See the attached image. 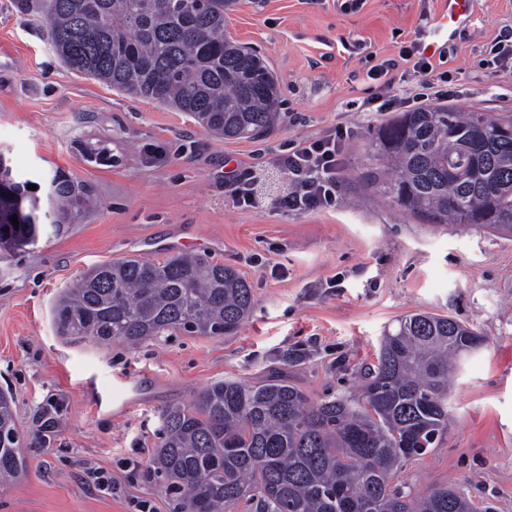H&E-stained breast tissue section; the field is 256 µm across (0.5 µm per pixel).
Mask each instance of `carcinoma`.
Masks as SVG:
<instances>
[{
    "instance_id": "carcinoma-1",
    "label": "carcinoma",
    "mask_w": 512,
    "mask_h": 512,
    "mask_svg": "<svg viewBox=\"0 0 512 512\" xmlns=\"http://www.w3.org/2000/svg\"><path fill=\"white\" fill-rule=\"evenodd\" d=\"M237 0H45L48 44L71 69L121 92L187 113L226 139L266 132L278 81L256 50L226 33ZM359 177L398 210L430 224H465L512 237V112L439 105L402 112L370 131ZM33 181L0 187V253L36 246L27 223ZM55 234L90 203L57 168L48 183ZM17 217L14 228L11 217ZM252 289L232 267L173 254L118 258L85 272L53 305L58 333L136 347L167 333L230 336L248 319ZM482 339L454 318L414 313L382 340L360 393L313 401L279 375L215 382L162 410L153 464L181 512H474L460 491L413 495L403 465L448 428L450 377ZM26 459L12 399L0 391V482Z\"/></svg>"
}]
</instances>
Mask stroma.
<instances>
[{
  "mask_svg": "<svg viewBox=\"0 0 512 512\" xmlns=\"http://www.w3.org/2000/svg\"><path fill=\"white\" fill-rule=\"evenodd\" d=\"M237 0L227 30L255 48L281 91V119L254 139L207 133L174 108L71 70L50 49L44 0H0V150L15 175L54 167L89 188L80 221L37 248L0 258V388L19 432L54 419L47 447L25 448L26 473L0 486V512H131L134 499L178 512L150 464L159 412L213 382L278 374L315 400L352 395L401 317L427 312L477 325L485 344L452 382L448 429L398 481L459 488L475 512H512V237L409 217L357 176L370 129L428 104L512 112V67L493 65L512 32V0H472L430 87L404 67L389 87L376 64L423 43L441 0ZM391 112H367L376 94ZM350 127L336 203L314 211L242 207L231 185L286 175L273 160L329 129ZM235 268L255 306L232 336L182 332L130 348L56 333L50 308L89 268L126 256L159 263L182 244ZM114 483L85 480L86 465Z\"/></svg>",
  "mask_w": 512,
  "mask_h": 512,
  "instance_id": "stroma-1",
  "label": "stroma"
}]
</instances>
